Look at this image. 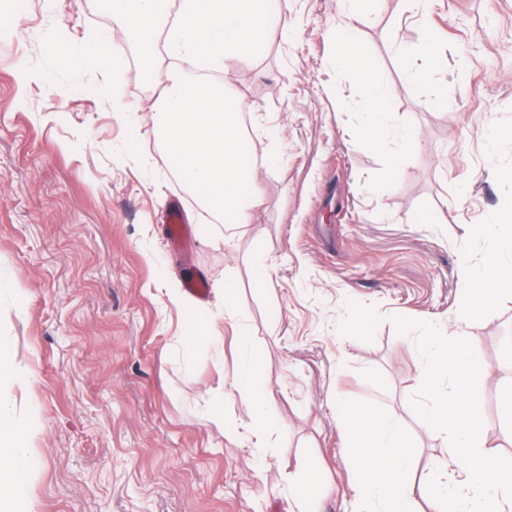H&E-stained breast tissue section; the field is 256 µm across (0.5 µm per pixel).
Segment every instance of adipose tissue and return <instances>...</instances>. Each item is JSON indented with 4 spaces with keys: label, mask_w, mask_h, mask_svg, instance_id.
<instances>
[{
    "label": "adipose tissue",
    "mask_w": 512,
    "mask_h": 512,
    "mask_svg": "<svg viewBox=\"0 0 512 512\" xmlns=\"http://www.w3.org/2000/svg\"><path fill=\"white\" fill-rule=\"evenodd\" d=\"M337 54L342 65L355 74L366 99L369 120L359 142L367 148L377 147L388 135L390 98L385 81L355 39L352 28L344 29L337 42ZM460 277L466 285L461 311L467 316L487 305L511 282L495 252L481 265L463 263ZM337 421L356 464L357 494L371 502L375 512H413L416 480L398 418L378 414L358 403L342 402L338 405ZM36 429V421L0 417V494L11 496L12 512H30L26 492L33 459L28 443Z\"/></svg>",
    "instance_id": "adipose-tissue-1"
}]
</instances>
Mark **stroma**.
<instances>
[{
    "label": "stroma",
    "mask_w": 512,
    "mask_h": 512,
    "mask_svg": "<svg viewBox=\"0 0 512 512\" xmlns=\"http://www.w3.org/2000/svg\"><path fill=\"white\" fill-rule=\"evenodd\" d=\"M0 18V342L29 371L0 377V414L40 424L33 512H297L291 487L307 480L318 512H367L338 402L398 416L416 477L448 455L410 406L424 364L395 315L477 338L486 445L512 446L498 411L512 383L500 357L512 291L459 315L460 264L491 249L472 229L512 203V181L494 175L512 168V137H488L512 129V0H430L423 12L371 0L355 35L392 98L376 149L356 141L364 97L336 59L346 16L336 0H288L277 37L221 74L247 105L262 197L250 223L229 227L209 219L154 129L152 107L188 67L160 47L157 77L143 82L121 19L93 0H28ZM429 29L437 61L404 59L402 45L418 48ZM93 53L101 64H87ZM409 66L426 80L411 82ZM175 202L193 231L187 255L168 243ZM431 211L445 223H420ZM194 279L208 283L206 300L169 301ZM348 299L382 314L372 342L338 333ZM193 317L207 339L189 361ZM248 360L261 366L263 413L287 432L260 448L230 389ZM218 402L220 425L209 419Z\"/></svg>",
    "instance_id": "1"
}]
</instances>
